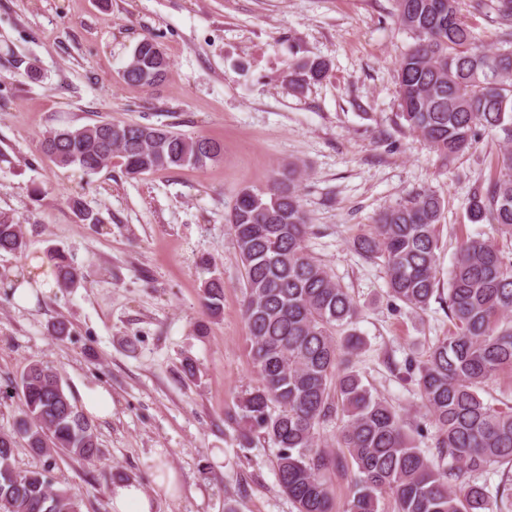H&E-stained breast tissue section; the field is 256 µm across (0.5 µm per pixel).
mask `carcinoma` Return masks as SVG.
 Instances as JSON below:
<instances>
[{"label":"carcinoma","mask_w":512,"mask_h":512,"mask_svg":"<svg viewBox=\"0 0 512 512\" xmlns=\"http://www.w3.org/2000/svg\"><path fill=\"white\" fill-rule=\"evenodd\" d=\"M495 14L503 43L512 45V0H471ZM396 23L414 43L399 60L397 100L402 126L449 159L480 132L501 135L503 149L487 186L467 198L469 220L512 238V48L476 40L460 0H395ZM321 58L288 66L294 92L328 76ZM41 148L53 162L90 175L118 158L129 175L220 160L221 144L143 124L101 122L51 129ZM301 168L291 163L263 189L244 188L228 222L242 264L243 317L257 383L226 415L240 444L257 434L275 448L276 478L297 512H332L325 472L336 464L321 430L347 417L334 447L348 454L354 479L343 512H512V406L495 408L481 396L486 384L512 372V251L496 235L467 237L457 246L448 282V318L455 331L437 337L426 359L406 364L436 429L435 465L413 444L399 411L376 397L352 366L363 345L354 325L359 309L328 268L308 251L313 225L303 208ZM68 205L83 224L98 216L76 198ZM443 201L429 192L389 206L353 240L365 259L381 262L388 293L415 312L439 295L437 261ZM27 239L14 218L0 213V253L24 257ZM64 291L84 278L64 250L46 254ZM204 306L223 310L224 279L204 285ZM21 416L0 431V512H78L74 495L53 489V455L100 460L95 424L76 405L58 370L30 364L20 377ZM45 458L42 468H15L17 440ZM501 470L490 486L483 475Z\"/></svg>","instance_id":"carcinoma-1"}]
</instances>
